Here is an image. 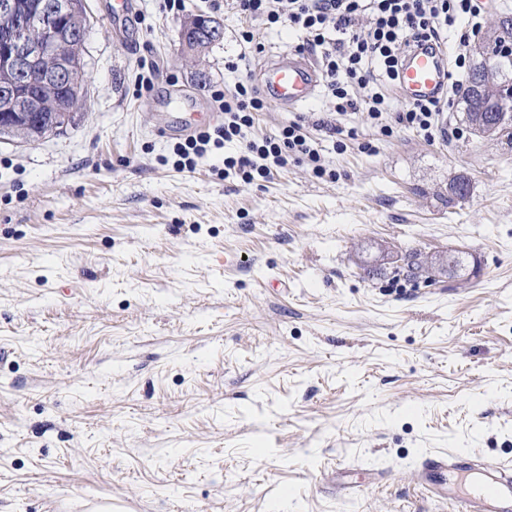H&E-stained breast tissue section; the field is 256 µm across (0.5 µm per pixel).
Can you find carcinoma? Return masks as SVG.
<instances>
[{
  "mask_svg": "<svg viewBox=\"0 0 512 512\" xmlns=\"http://www.w3.org/2000/svg\"><path fill=\"white\" fill-rule=\"evenodd\" d=\"M491 31L497 34L500 42H512V16L499 18ZM475 61L470 69L467 86L462 93L461 111L469 125L480 124L483 132L512 146V95H506L507 87H512V50H500L499 59L491 62L483 53L473 49ZM450 199H463L470 193L469 179L458 176L449 184ZM397 274L408 280L418 281L438 276L441 273L461 275L469 268V261L463 256H451L445 266L435 267L420 252L408 249L395 257H389Z\"/></svg>",
  "mask_w": 512,
  "mask_h": 512,
  "instance_id": "carcinoma-1",
  "label": "carcinoma"
}]
</instances>
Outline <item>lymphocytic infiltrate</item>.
<instances>
[{
	"label": "lymphocytic infiltrate",
	"instance_id": "obj_1",
	"mask_svg": "<svg viewBox=\"0 0 512 512\" xmlns=\"http://www.w3.org/2000/svg\"><path fill=\"white\" fill-rule=\"evenodd\" d=\"M231 6L249 20L259 19L269 26L288 24L304 47L319 55L337 115L363 110L386 137L397 126L433 137L442 112L437 101L411 103L403 111H393L379 89V80L396 81L401 46L417 39L440 40L444 30L466 23L468 31L460 35L454 55V66L461 70L468 58L469 34L480 29L474 0H231ZM355 86L365 89L362 99L351 97ZM212 97L224 111L223 125L197 131L177 145L176 168L194 171L197 158L208 147L239 141L246 152L225 157V177L249 183L270 176L273 168L285 166L292 158L307 160L316 176L326 175L315 141L297 122H289L262 141L248 140L255 113L267 107L265 97L252 84L240 81L232 90H213Z\"/></svg>",
	"mask_w": 512,
	"mask_h": 512
}]
</instances>
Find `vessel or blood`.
Masks as SVG:
<instances>
[{
    "label": "vessel or blood",
    "instance_id": "vessel-or-blood-1",
    "mask_svg": "<svg viewBox=\"0 0 512 512\" xmlns=\"http://www.w3.org/2000/svg\"><path fill=\"white\" fill-rule=\"evenodd\" d=\"M258 83L273 104L292 111L315 96L320 75L312 58L293 52L271 59ZM397 87L408 103L445 98L449 90L445 44H412L402 56ZM414 481L423 494L445 501L453 512H512L508 462L481 464L468 453L435 451L419 459Z\"/></svg>",
    "mask_w": 512,
    "mask_h": 512
}]
</instances>
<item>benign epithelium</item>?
<instances>
[{"mask_svg":"<svg viewBox=\"0 0 512 512\" xmlns=\"http://www.w3.org/2000/svg\"><path fill=\"white\" fill-rule=\"evenodd\" d=\"M201 18L181 23L185 50L202 49ZM91 26L87 0H0V141L20 118L38 129L35 143L54 135L60 117L76 112L71 101L83 98L82 45ZM67 101L53 100L57 88Z\"/></svg>","mask_w":512,"mask_h":512,"instance_id":"1","label":"benign epithelium"}]
</instances>
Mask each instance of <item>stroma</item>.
I'll use <instances>...</instances> for the list:
<instances>
[{"mask_svg":"<svg viewBox=\"0 0 512 512\" xmlns=\"http://www.w3.org/2000/svg\"><path fill=\"white\" fill-rule=\"evenodd\" d=\"M135 3L88 0L75 124L0 143V512H448L413 482L422 454L512 462V148L453 105L431 140L354 110L332 137L323 86L247 137L299 122L331 177L294 159L218 177L239 142L178 170L180 119L204 125L213 87L300 38L257 22L245 54L225 0ZM199 14L223 37L191 56L179 24ZM366 246L479 268L416 285L364 267ZM363 468L381 485L340 502Z\"/></svg>","mask_w":512,"mask_h":512,"instance_id":"1","label":"stroma"}]
</instances>
